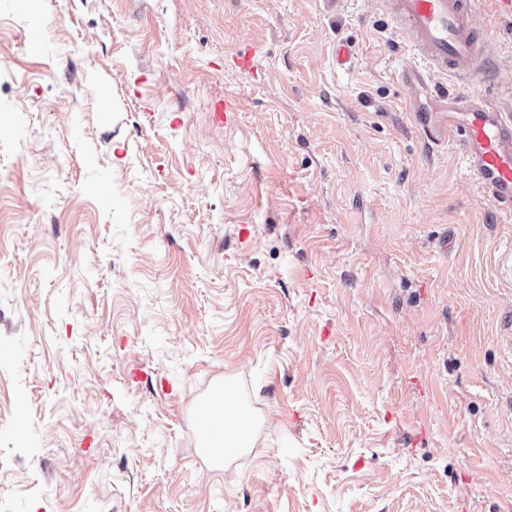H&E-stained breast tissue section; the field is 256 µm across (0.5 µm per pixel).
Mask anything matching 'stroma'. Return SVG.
<instances>
[{
    "label": "stroma",
    "mask_w": 512,
    "mask_h": 512,
    "mask_svg": "<svg viewBox=\"0 0 512 512\" xmlns=\"http://www.w3.org/2000/svg\"><path fill=\"white\" fill-rule=\"evenodd\" d=\"M410 56L388 0H0V512H512V205ZM218 422L221 428L206 438L205 450L215 460L239 449L250 448L253 441L254 421L237 403L234 394L219 388L203 412ZM211 451V453L207 450Z\"/></svg>",
    "instance_id": "obj_1"
}]
</instances>
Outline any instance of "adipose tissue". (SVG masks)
<instances>
[{"instance_id":"adipose-tissue-1","label":"adipose tissue","mask_w":512,"mask_h":512,"mask_svg":"<svg viewBox=\"0 0 512 512\" xmlns=\"http://www.w3.org/2000/svg\"><path fill=\"white\" fill-rule=\"evenodd\" d=\"M205 414L220 425L218 431L209 434L206 438V446L214 460H223L233 451L251 447L254 421L237 404L232 392L217 390Z\"/></svg>"}]
</instances>
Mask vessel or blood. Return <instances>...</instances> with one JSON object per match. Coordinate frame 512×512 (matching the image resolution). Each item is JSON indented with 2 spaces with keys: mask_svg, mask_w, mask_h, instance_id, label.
Masks as SVG:
<instances>
[{
  "mask_svg": "<svg viewBox=\"0 0 512 512\" xmlns=\"http://www.w3.org/2000/svg\"><path fill=\"white\" fill-rule=\"evenodd\" d=\"M395 30L410 36L413 59L399 74L408 110L433 143L457 142L467 169L501 202L512 203V114L478 96L448 93L439 75L473 77L488 63L487 4L512 16V0H392Z\"/></svg>",
  "mask_w": 512,
  "mask_h": 512,
  "instance_id": "b4317fda",
  "label": "vessel or blood"
}]
</instances>
